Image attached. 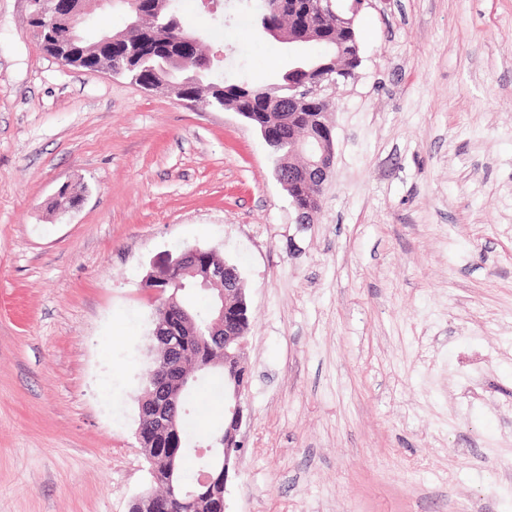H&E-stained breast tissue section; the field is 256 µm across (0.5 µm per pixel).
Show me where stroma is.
Masks as SVG:
<instances>
[{"label":"stroma","mask_w":512,"mask_h":512,"mask_svg":"<svg viewBox=\"0 0 512 512\" xmlns=\"http://www.w3.org/2000/svg\"><path fill=\"white\" fill-rule=\"evenodd\" d=\"M180 11L227 81L287 70L241 0ZM356 28L301 224L241 115L62 66L0 0V512H129L149 489L144 280L193 246L237 268L251 313L224 512L512 507V470L484 465L512 460V0H371ZM220 387L200 380L189 426H221Z\"/></svg>","instance_id":"35a3bbf8"}]
</instances>
